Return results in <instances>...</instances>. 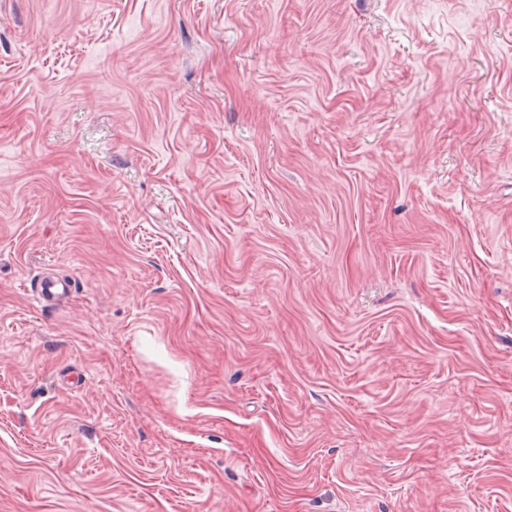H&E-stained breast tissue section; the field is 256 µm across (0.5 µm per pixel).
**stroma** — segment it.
<instances>
[{"label":"stroma","instance_id":"1","mask_svg":"<svg viewBox=\"0 0 512 512\" xmlns=\"http://www.w3.org/2000/svg\"><path fill=\"white\" fill-rule=\"evenodd\" d=\"M0 512H512V0H0Z\"/></svg>","mask_w":512,"mask_h":512}]
</instances>
